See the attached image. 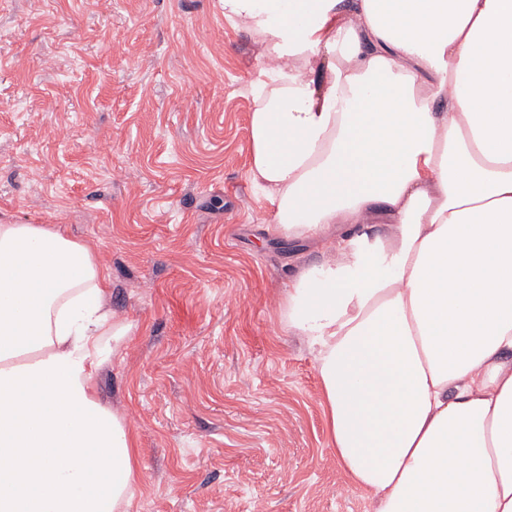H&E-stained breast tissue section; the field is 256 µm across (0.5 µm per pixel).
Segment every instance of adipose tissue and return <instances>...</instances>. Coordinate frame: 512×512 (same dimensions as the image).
I'll return each mask as SVG.
<instances>
[{
    "mask_svg": "<svg viewBox=\"0 0 512 512\" xmlns=\"http://www.w3.org/2000/svg\"><path fill=\"white\" fill-rule=\"evenodd\" d=\"M259 44L247 175L319 242L283 327L373 512H512V0H223ZM97 253L0 224V512H129L94 393L132 323Z\"/></svg>",
    "mask_w": 512,
    "mask_h": 512,
    "instance_id": "adipose-tissue-1",
    "label": "adipose tissue"
}]
</instances>
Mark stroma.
Wrapping results in <instances>:
<instances>
[{
	"mask_svg": "<svg viewBox=\"0 0 512 512\" xmlns=\"http://www.w3.org/2000/svg\"><path fill=\"white\" fill-rule=\"evenodd\" d=\"M260 62L222 0H0V224L108 267L136 326L97 377L130 418V512H372L328 445L288 240L247 177Z\"/></svg>",
	"mask_w": 512,
	"mask_h": 512,
	"instance_id": "obj_1",
	"label": "stroma"
}]
</instances>
